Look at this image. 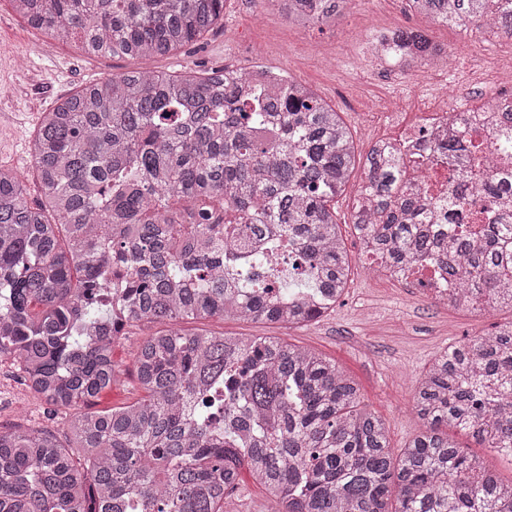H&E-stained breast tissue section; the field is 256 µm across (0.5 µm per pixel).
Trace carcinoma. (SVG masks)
Segmentation results:
<instances>
[{"label":"carcinoma","instance_id":"obj_1","mask_svg":"<svg viewBox=\"0 0 512 512\" xmlns=\"http://www.w3.org/2000/svg\"><path fill=\"white\" fill-rule=\"evenodd\" d=\"M34 29L88 56L180 50L224 18V0H12ZM321 28L350 0H278ZM416 13L512 32V0H408ZM411 32L372 38L398 63ZM249 67L175 76L129 71L82 86L42 113L30 152L40 199L0 168V361L62 429L0 430V512H224L239 471L272 512H512V482L464 454L448 428L512 456V320L440 352L419 380L420 431L394 454L386 422L322 354L273 337L183 323L220 318L303 327L336 309L351 273L336 211L356 163L336 109L286 73ZM426 143L424 161L470 168L489 150L466 124ZM351 215L364 253L394 279L432 271L457 285L454 309H512V214L471 213L449 237L436 201L400 151L375 142ZM494 179L478 193H511ZM224 199V211L207 206ZM185 206L176 208L171 200ZM234 220H225V214ZM304 287L289 290L284 276ZM131 347L145 396L108 410L114 348Z\"/></svg>","mask_w":512,"mask_h":512}]
</instances>
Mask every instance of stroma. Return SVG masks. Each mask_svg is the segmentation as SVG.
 Listing matches in <instances>:
<instances>
[{"label": "stroma", "mask_w": 512, "mask_h": 512, "mask_svg": "<svg viewBox=\"0 0 512 512\" xmlns=\"http://www.w3.org/2000/svg\"><path fill=\"white\" fill-rule=\"evenodd\" d=\"M407 26L426 30L441 46L456 48L454 70L417 80L375 59L373 35ZM477 55L511 59L512 40L484 42L465 28L411 11L406 0H356L335 23L321 29L291 21L278 0H226L223 20L199 44L148 60L90 57L75 44L50 42L27 24L11 0H0V84L12 90L9 100L0 101V167L30 171L34 130L41 114L60 97L146 66L174 75L249 65L286 72L340 112L358 153L364 154L375 141L397 138L405 125L421 122L425 112H447L456 91L482 87L486 76L470 62ZM388 99L403 100V113L374 114L375 105ZM355 201L350 191L336 202L352 272L335 312L300 328L219 319L204 321L202 327L229 336H277L335 361L358 383L364 406L384 418L391 445L399 449L419 430L412 393L435 355L464 337L490 332L493 323L512 317V312L479 317L448 309L436 305L413 280L377 271L348 223ZM114 360L116 381L97 399L96 409L139 396L126 346L116 347ZM17 425L52 428L56 422L5 361L0 363V427Z\"/></svg>", "instance_id": "obj_1"}]
</instances>
